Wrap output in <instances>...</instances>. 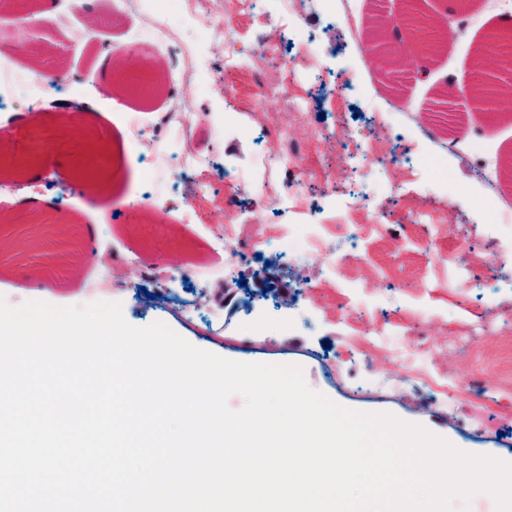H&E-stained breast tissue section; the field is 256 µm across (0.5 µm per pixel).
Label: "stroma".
<instances>
[{
    "instance_id": "obj_1",
    "label": "stroma",
    "mask_w": 512,
    "mask_h": 512,
    "mask_svg": "<svg viewBox=\"0 0 512 512\" xmlns=\"http://www.w3.org/2000/svg\"><path fill=\"white\" fill-rule=\"evenodd\" d=\"M50 20L0 30L17 73L52 69L60 91L36 103L0 106V151L21 153L54 116L85 109L107 136V192L90 198L75 166L74 134L27 176L37 201L0 187V296L13 306L117 301L133 326L166 324L194 346L239 362L302 367L307 384L341 407L389 413L455 440L468 453L512 460V105L466 115L439 104L445 82L468 77L486 33L512 19V0H473L465 15L447 0H420L447 19L428 81L394 88L372 63L367 37L340 18L344 0H295L299 33L276 0H196L214 27L230 26L245 67L224 70V46L202 45L196 67L162 55L136 0H29ZM173 73L170 94L115 104L95 69ZM286 62L278 98L258 102L257 83ZM342 87L329 97L325 87ZM314 99L305 112L295 101ZM183 145L208 165L167 183L158 142ZM291 151L305 187L285 191L269 169L264 189L235 191L225 173H251L259 153ZM31 203L53 233L41 251L15 221ZM193 223L181 220L185 206ZM316 224L341 252L297 257L280 248L287 226ZM240 259L222 278L198 279L224 263V240ZM469 279H457L454 263ZM194 305L191 313L179 303ZM462 386L461 397L440 389Z\"/></svg>"
}]
</instances>
